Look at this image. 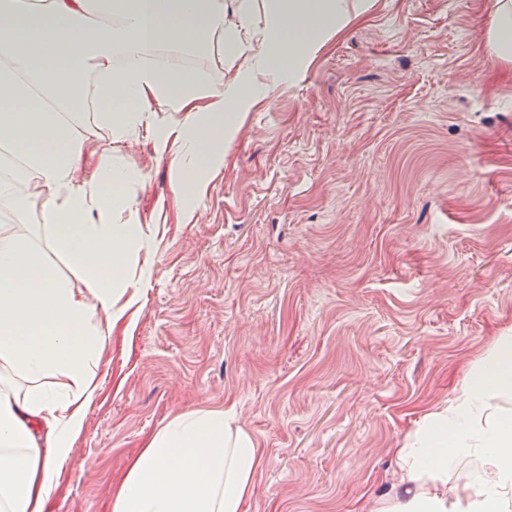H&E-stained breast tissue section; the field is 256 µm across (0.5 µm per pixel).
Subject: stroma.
Instances as JSON below:
<instances>
[{
    "label": "stroma",
    "instance_id": "stroma-1",
    "mask_svg": "<svg viewBox=\"0 0 512 512\" xmlns=\"http://www.w3.org/2000/svg\"><path fill=\"white\" fill-rule=\"evenodd\" d=\"M492 0H370L269 85L177 223L166 157H112L150 238L128 335L52 512H105L176 413L233 407L263 450L241 512H373L396 450L512 332V63ZM487 44L499 60L512 62V1L494 0Z\"/></svg>",
    "mask_w": 512,
    "mask_h": 512
}]
</instances>
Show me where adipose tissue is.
I'll list each match as a JSON object with an SVG mask.
<instances>
[{
  "label": "adipose tissue",
  "mask_w": 512,
  "mask_h": 512,
  "mask_svg": "<svg viewBox=\"0 0 512 512\" xmlns=\"http://www.w3.org/2000/svg\"><path fill=\"white\" fill-rule=\"evenodd\" d=\"M362 13L360 0H0V151L14 173L0 202L38 205L41 241L0 225V512H50L63 466L98 384L93 364L125 325L147 235L116 142L150 143L169 161L181 223L219 171L250 104ZM491 53L512 62V0H493ZM223 47L236 66L199 82L180 52ZM149 47L168 59L148 63ZM93 135H75L87 101ZM169 113L158 122V113ZM84 277L78 289L53 264ZM512 335L496 337L461 394L425 413L396 454V484L378 512H512ZM484 466L456 490L463 458ZM262 451L232 410L180 412L150 435L113 481L107 512H241Z\"/></svg>",
  "instance_id": "adipose-tissue-1"
}]
</instances>
